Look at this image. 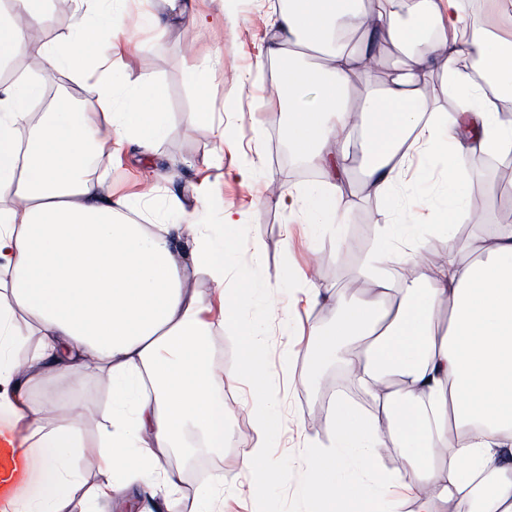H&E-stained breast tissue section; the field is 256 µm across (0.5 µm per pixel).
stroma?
<instances>
[{
  "label": "stroma",
  "instance_id": "obj_1",
  "mask_svg": "<svg viewBox=\"0 0 512 512\" xmlns=\"http://www.w3.org/2000/svg\"><path fill=\"white\" fill-rule=\"evenodd\" d=\"M196 8L206 14V24L177 25L160 36L149 28L126 31L122 70L133 78L149 72L167 107V133L156 155H142L132 143L121 157L92 158L90 171L119 196L139 193L155 165L166 167L168 178L160 183L154 202L157 215H164L170 197L178 196L195 208L198 221L217 236L225 209H233L240 228L227 257L230 272L250 270L251 246L257 242L264 265L252 270L254 277L289 275L284 287L256 296L248 312L249 321L264 337L265 366L279 421L268 443L271 459L284 475L257 492L250 473L241 470L240 461L256 440L245 406L251 386L225 379L221 391L225 403L233 407L228 421L231 438L224 447L210 448L202 434L190 429L181 449L171 455L173 462L184 467L177 493L181 512H196L210 477L219 471L231 484L224 493L222 512H317V500L303 494L312 462L308 451L331 445L332 435L326 424L309 423L307 415L328 409L339 366H318L313 347L319 334L333 325L338 304L371 289L358 274L367 258L357 251L358 240L368 239L370 247H377L383 225L400 219L402 212L366 194L354 172L349 175L354 196L344 237H337L329 227L314 229L302 214L276 208L268 199L269 181L277 178L283 187L297 189L312 184L293 165L273 161L274 153L288 145V114L267 93L274 66L261 58L276 31L277 11L272 0H224L220 5L198 0ZM143 45L150 49L145 57L139 53ZM195 66L204 68L207 75L208 113L204 116L199 113L197 90L187 79L188 70ZM241 167L255 171L252 182L233 178V171ZM463 180L468 191L466 208L474 216L458 224L457 239L493 225H512V191L500 187L485 160L471 162ZM445 185L442 162L433 156L424 161L413 184L399 189L398 195L428 202L438 210L445 203ZM316 258L327 267L318 285L331 289L333 299L309 306L303 297L309 286V266ZM285 352L290 355L286 362L281 359ZM31 396L43 404L71 402L81 419L83 441L90 447L107 424L112 382L92 371L76 389L69 377L54 374L34 387ZM41 467V451L19 450L10 480L0 482V507L36 496Z\"/></svg>",
  "mask_w": 512,
  "mask_h": 512
}]
</instances>
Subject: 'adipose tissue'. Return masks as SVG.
Instances as JSON below:
<instances>
[{
	"mask_svg": "<svg viewBox=\"0 0 512 512\" xmlns=\"http://www.w3.org/2000/svg\"><path fill=\"white\" fill-rule=\"evenodd\" d=\"M45 0H11L0 13V57L29 53L45 69L63 71L98 88L94 111L59 96L30 122L28 102L37 82L20 74L0 85V411L23 422L45 456L36 499L11 502V512H89L76 496L83 451L81 426L66 417L54 426L30 390L59 372L80 384L88 371L112 381L106 431L94 453L96 496L127 497L143 478L178 487L180 469L164 457L193 428L220 448L228 410L217 389L208 337L212 325L193 282L205 276L224 287V254L237 236L236 213L224 215L221 237H210L195 214L178 224L156 223L150 196L114 197L89 172V158L114 155L129 143L153 152L168 116L149 75L131 82L117 102L118 58L130 14L127 0H98L101 25L74 13L64 44H32L28 30L43 21ZM464 0H377L363 13L359 0H288L279 13L268 56L281 60L276 82L289 110L288 143L321 171L308 193L273 196L311 226L342 228L352 206L344 185L349 162L359 164L368 195L393 201L419 155L446 157L448 199L436 232L449 236L441 263L421 265L411 280L394 282L390 266L416 258L423 240L414 221L385 225L377 250L360 270L370 299L340 308L318 342L322 362H343L372 391L387 428L360 417L349 401H331L325 422L333 445L312 451L306 497L323 512H404L390 493L406 487L417 512L455 503L457 512H512V227L457 242L468 214L460 189L475 154H512V122H503L470 70L478 63L512 90V34L465 33ZM358 29L383 43L406 46L409 59L381 88L364 84L360 105L348 102L362 57L343 41ZM321 53L320 64L300 62L294 47ZM442 72L449 92L465 98L459 111L430 112L422 86ZM316 103L296 106L305 90ZM27 139H20L22 126ZM265 282L244 276L226 292L222 322L239 341L235 378L251 383L249 407L257 439L242 460L255 488L282 478L270 462V410L263 340L246 313ZM28 317L37 342L25 360L12 356L14 323ZM394 382H386L385 374ZM409 461L403 473L379 474L355 484L343 477L348 457L373 465L387 438Z\"/></svg>",
	"mask_w": 512,
	"mask_h": 512,
	"instance_id": "ef3b65f1",
	"label": "adipose tissue"
}]
</instances>
